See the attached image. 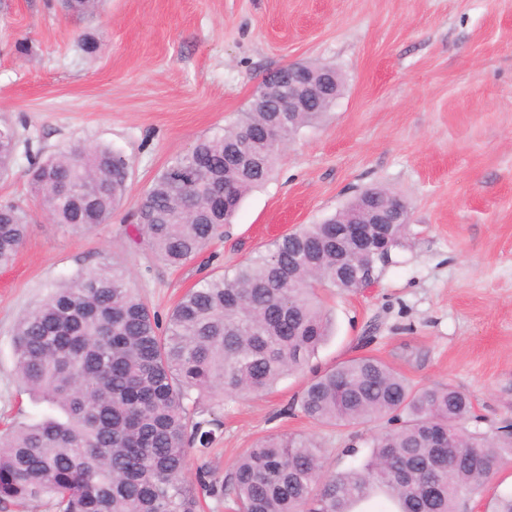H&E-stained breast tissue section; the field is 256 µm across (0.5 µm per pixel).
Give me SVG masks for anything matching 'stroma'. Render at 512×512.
<instances>
[{"label": "stroma", "mask_w": 512, "mask_h": 512, "mask_svg": "<svg viewBox=\"0 0 512 512\" xmlns=\"http://www.w3.org/2000/svg\"><path fill=\"white\" fill-rule=\"evenodd\" d=\"M85 36L97 53L83 50ZM295 63L338 70L340 97L286 142L222 236L166 266L136 232L137 202ZM4 125L18 145L0 202L35 206L31 159L72 144L119 151L132 174L109 223L80 231L36 213L0 267V426L41 411L23 391L14 331L52 288L119 261L128 288L164 318L205 276L232 273L372 186L408 211L391 264L372 287L324 292L330 332L303 369L268 393L202 401L221 426L208 455L190 452L186 481L202 465L223 479L247 448L282 433L313 436L328 470L356 465L378 424H318L297 400L314 372L360 355L415 386L466 392L468 429L512 425V0H103L93 16L62 0H0Z\"/></svg>", "instance_id": "obj_1"}]
</instances>
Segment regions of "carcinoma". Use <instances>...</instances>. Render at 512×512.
Returning <instances> with one entry per match:
<instances>
[{
    "instance_id": "1",
    "label": "carcinoma",
    "mask_w": 512,
    "mask_h": 512,
    "mask_svg": "<svg viewBox=\"0 0 512 512\" xmlns=\"http://www.w3.org/2000/svg\"><path fill=\"white\" fill-rule=\"evenodd\" d=\"M90 15L97 0H69ZM301 113L283 136L321 118ZM271 112H243L224 132L198 140L154 178L137 204V230L169 266L195 258L229 223L242 198L269 177L278 149L265 137ZM251 139L261 165L224 164L226 150ZM17 148L0 127V175ZM131 163L109 149L72 145L30 164L29 184L58 224L89 230L112 219L128 190ZM234 202L224 207V186ZM339 211L272 243L230 276L215 274L189 289L160 322L126 286L119 268L89 271L51 290L14 333L24 391L45 405L40 417L0 434V509L46 499L57 512H199L184 479L189 450L207 448L217 419L197 420L205 394L261 393L300 368L325 341L330 319L319 291L378 282L407 225L365 224L366 236L390 231L381 254L349 252L333 231ZM31 214L0 203V266L13 262ZM364 266L360 282L339 271ZM318 424L389 427L372 436L361 464L325 469L314 437L270 436L247 449L224 481L200 468L197 481L236 512H462L512 458V434L465 432L467 394L447 384L416 388L372 356L316 376L300 400ZM448 436L434 448L430 435Z\"/></svg>"
}]
</instances>
